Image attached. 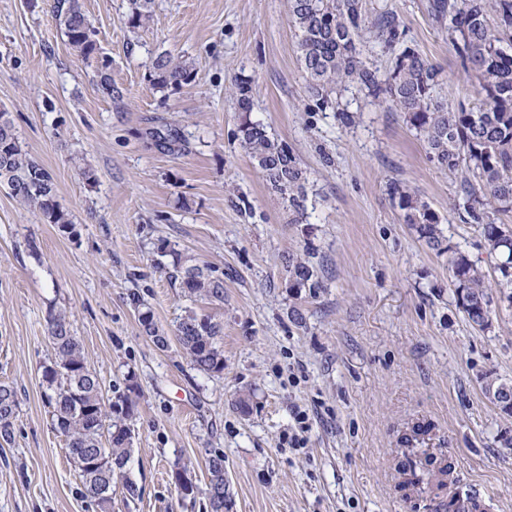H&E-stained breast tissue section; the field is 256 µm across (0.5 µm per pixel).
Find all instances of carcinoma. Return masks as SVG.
<instances>
[{"mask_svg": "<svg viewBox=\"0 0 512 512\" xmlns=\"http://www.w3.org/2000/svg\"><path fill=\"white\" fill-rule=\"evenodd\" d=\"M153 0H132L130 28L151 17ZM431 15L444 25L448 41L464 74L478 80V103L472 108L454 105L439 92L440 69L406 45L398 16L386 8H370L367 0H290L289 23L297 32L299 62L312 95L322 106L339 107L333 95L349 86L385 109L403 114L410 129L423 141L429 161L439 170L460 176V198L469 218L480 225L489 251L498 258L499 301L512 307V228L498 215L512 212V0H431ZM53 13L69 46L84 60L98 52L96 31L80 0H54ZM393 55L383 71L373 62L376 49ZM110 61H97L99 91L112 97ZM192 64L162 53L151 63V82L158 89L176 88L192 78ZM240 121L237 139L263 180L292 212L290 223L302 224L307 210L308 172L293 150L251 119L252 87L240 79L232 87ZM0 186L7 187L21 204L38 211L49 224L76 234L71 215L57 200L49 170L22 151L10 113L0 111ZM388 197L403 222L419 240L439 255H448L459 307L469 323L486 331L492 326L491 283L482 268L467 255L448 246L437 213L408 184L394 179ZM314 253L288 258L284 287L317 298L326 288ZM156 264L170 284L194 300L224 302V271L188 259L161 240ZM139 322L160 349L167 337L158 334L150 311L134 296ZM52 357L43 366L44 401L51 425L65 437L66 448L81 480L84 497L101 512H112V492L122 486L126 497L139 496L136 484L124 475L133 448L128 421L134 416L138 385L104 400L100 380L86 363L82 346L66 312H48ZM223 326L194 309L185 311L176 337L194 369L206 374L224 372L221 347ZM18 417L13 388L0 384V446L10 444ZM204 494L210 512H224V456L208 463Z\"/></svg>", "mask_w": 512, "mask_h": 512, "instance_id": "carcinoma-1", "label": "carcinoma"}]
</instances>
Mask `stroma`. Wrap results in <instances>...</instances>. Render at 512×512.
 Here are the masks:
<instances>
[{
	"instance_id": "stroma-1",
	"label": "stroma",
	"mask_w": 512,
	"mask_h": 512,
	"mask_svg": "<svg viewBox=\"0 0 512 512\" xmlns=\"http://www.w3.org/2000/svg\"><path fill=\"white\" fill-rule=\"evenodd\" d=\"M81 2L118 99L102 95L94 61L68 45L53 0H0V106L78 226L62 232L0 186V383L19 403L13 441L0 447V512H99L43 398L52 308L69 314L105 397L130 378L139 386L126 471L141 493L114 492L112 512H209L202 492L180 499L172 472L190 465L202 489L215 454L228 512H434L447 489L406 485L401 468L428 456L450 460L456 490L479 496L484 512H512V417L484 390L489 375L512 382V307L493 302L491 329L473 327L447 256L391 205L388 179L408 183L449 246L497 279L479 225L453 207L456 180L429 162L403 115L354 88L341 95L352 123L317 107L289 0H154L135 30L129 0ZM370 2L392 9L408 45L441 69L448 100L475 105L477 82L461 76L428 0ZM162 52L192 62L188 84L153 87ZM239 78L252 86V119L310 173V238L235 138ZM169 129L181 142L158 147ZM162 240L223 269V304L171 287L153 266ZM307 243L326 282L311 302L283 286L289 255ZM134 294L167 349L143 332ZM189 306L224 325L221 375L193 369L176 338ZM297 406L311 424L302 448L288 445Z\"/></svg>"
}]
</instances>
